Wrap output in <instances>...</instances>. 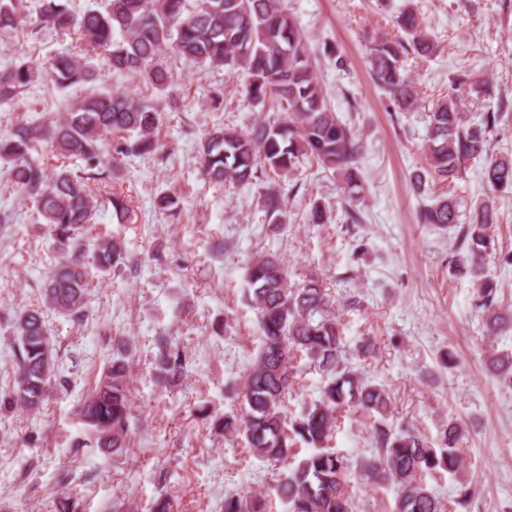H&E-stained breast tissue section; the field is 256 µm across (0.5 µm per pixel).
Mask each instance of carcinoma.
<instances>
[{
	"label": "carcinoma",
	"instance_id": "1",
	"mask_svg": "<svg viewBox=\"0 0 512 512\" xmlns=\"http://www.w3.org/2000/svg\"><path fill=\"white\" fill-rule=\"evenodd\" d=\"M28 0H0V40L18 30ZM40 28L75 37L79 52H59L39 65L18 60L0 70V104L14 100L37 84L75 90L64 111L50 121L21 122L0 137V163L7 165L15 188L28 199L38 223L58 249V261L42 284L43 309L77 323L88 321L87 298L93 279L129 267L122 241L109 234L89 240L85 229L100 209L111 206L123 217L125 199L108 190L121 178L123 160L161 149L156 131L163 109H179L172 87L174 74L166 56L190 61L203 69L242 72L243 101L268 106L267 116L243 132L216 126L200 141L203 176L211 183L248 186L260 177L281 180L304 164L338 174L351 202L361 199V166L365 145L355 127L341 120L316 74V59L296 26L285 0H104L98 8L75 15L68 0H34ZM398 39L384 37L369 52L371 77L396 112H415L420 98L403 57L437 55L439 43L423 24L414 0H403L394 17ZM103 62L109 73L142 84L146 92L110 91L98 85ZM487 80L464 72L428 114L426 163L430 175L453 181L472 159L485 161L484 178L491 193L474 204L467 223H460L458 204L439 195L419 213V223L460 227L452 275L468 278L477 291L484 333L492 338L512 329V312L498 303L497 285L487 278V257L494 251L498 223L495 192L512 189V158L488 153V139L499 114L486 111L473 120L459 91L480 95ZM56 157L75 158L82 168L65 164L48 168L34 157L43 148ZM103 182L104 195H91L89 181ZM282 186L259 189V202L271 222L286 223ZM156 208L180 215L175 193L157 196ZM245 298L256 310L259 347L254 368L227 391L242 397L238 415L215 418V432L244 437L248 451L271 463L285 464L303 446L308 453L276 487L289 512H358V497L347 485L349 460L330 441L343 414L361 412L372 419L371 448L356 466L374 484L399 489L395 512H455L473 496L470 483L459 481L456 500L444 505L423 481L443 470L458 478L465 461L459 448L463 427L448 421L439 441L431 443L407 429L389 424L392 399L348 367L343 328L332 311L333 296L312 272L300 282L276 252L253 258L245 270ZM43 309H25L14 316L16 370L14 386L0 407L39 408L56 378V350L48 337ZM154 370L172 386L184 376L188 358L171 339L155 340ZM485 365L500 384L512 387V352L493 344L484 350ZM129 359L125 343L112 350L102 378L78 414L92 432L95 447L114 455L129 451L131 418ZM306 371L322 377L320 397L300 413L287 411L288 395ZM224 512H269L262 494L224 495Z\"/></svg>",
	"mask_w": 512,
	"mask_h": 512
}]
</instances>
